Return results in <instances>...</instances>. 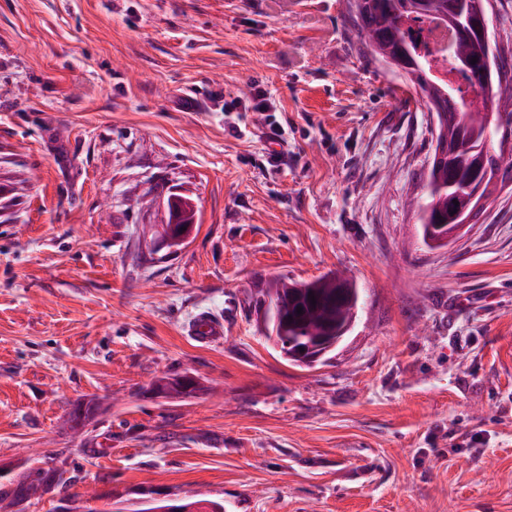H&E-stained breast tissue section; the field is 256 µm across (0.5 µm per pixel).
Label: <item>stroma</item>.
Listing matches in <instances>:
<instances>
[{
    "label": "stroma",
    "mask_w": 512,
    "mask_h": 512,
    "mask_svg": "<svg viewBox=\"0 0 512 512\" xmlns=\"http://www.w3.org/2000/svg\"><path fill=\"white\" fill-rule=\"evenodd\" d=\"M431 128L344 0H0V512H512V163L429 247ZM336 271L354 327L297 366L258 290ZM191 334L199 343H212L224 335V325L208 317H199L191 326Z\"/></svg>",
    "instance_id": "obj_1"
}]
</instances>
